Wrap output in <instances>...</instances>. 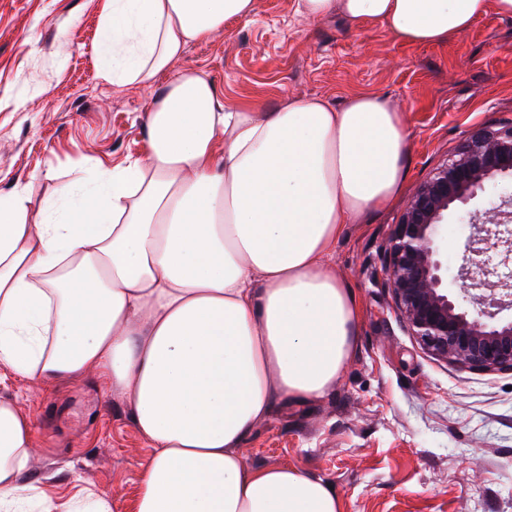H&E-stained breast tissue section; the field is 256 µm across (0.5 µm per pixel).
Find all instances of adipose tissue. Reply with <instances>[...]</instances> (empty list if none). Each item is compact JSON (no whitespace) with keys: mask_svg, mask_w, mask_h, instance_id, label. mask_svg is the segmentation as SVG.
Segmentation results:
<instances>
[{"mask_svg":"<svg viewBox=\"0 0 512 512\" xmlns=\"http://www.w3.org/2000/svg\"><path fill=\"white\" fill-rule=\"evenodd\" d=\"M258 0H105L96 53L108 83L152 85L194 41ZM310 21L380 22L437 45L512 0H295ZM140 157L54 189L27 221V188L0 191V366L41 382L96 376L122 391L152 453L135 512H341L321 478L249 465L240 447L275 400L328 394L360 305L336 274L346 225L395 202L405 115L366 94L226 106L192 69L153 97ZM33 425L0 401V512H55L23 482Z\"/></svg>","mask_w":512,"mask_h":512,"instance_id":"obj_1","label":"adipose tissue"}]
</instances>
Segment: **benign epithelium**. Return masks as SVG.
<instances>
[{
    "mask_svg": "<svg viewBox=\"0 0 512 512\" xmlns=\"http://www.w3.org/2000/svg\"><path fill=\"white\" fill-rule=\"evenodd\" d=\"M512 184V125L480 128L416 188L392 225L381 274L408 332L431 355L480 372H512V196L480 216L463 248L457 298L448 292V215Z\"/></svg>",
    "mask_w": 512,
    "mask_h": 512,
    "instance_id": "7a95c632",
    "label": "benign epithelium"
}]
</instances>
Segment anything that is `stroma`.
I'll use <instances>...</instances> for the list:
<instances>
[{
	"label": "stroma",
	"instance_id": "obj_1",
	"mask_svg": "<svg viewBox=\"0 0 512 512\" xmlns=\"http://www.w3.org/2000/svg\"><path fill=\"white\" fill-rule=\"evenodd\" d=\"M102 0H0V190L29 186L43 218L59 175L112 168L144 149L153 89L97 76ZM207 74L227 106L271 112L289 96L342 104L358 93L406 116L401 198L336 245V273L361 306L353 353L335 389L277 402L241 448L253 466L288 465L338 493L342 512H512V374L435 359L393 309L381 257L406 200L468 133L512 123V18L488 15L448 42L406 45L370 19L310 21L295 0L190 43L172 72ZM0 398L31 416L25 473L59 512L88 491L135 512L151 450L122 395L99 381L41 383L0 366Z\"/></svg>",
	"mask_w": 512,
	"mask_h": 512
}]
</instances>
